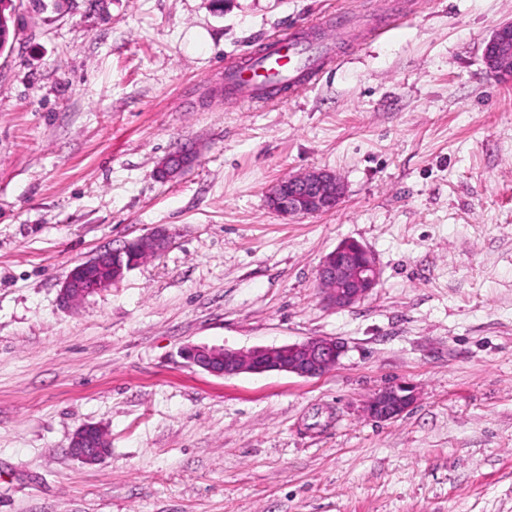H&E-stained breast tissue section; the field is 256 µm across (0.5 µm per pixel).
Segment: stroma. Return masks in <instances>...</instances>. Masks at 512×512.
<instances>
[{"label": "stroma", "mask_w": 512, "mask_h": 512, "mask_svg": "<svg viewBox=\"0 0 512 512\" xmlns=\"http://www.w3.org/2000/svg\"><path fill=\"white\" fill-rule=\"evenodd\" d=\"M0 53V512H512V81L483 50L512 0H15ZM350 16L343 30L329 15ZM310 26L340 64L293 98L224 95L227 58ZM194 163L158 177L168 154ZM335 172L332 212L271 187ZM172 246L59 303L69 272ZM353 239L378 288L327 306ZM327 336L311 379L211 375L188 344ZM411 384L398 419L362 411ZM86 423L109 455L68 448ZM343 185L327 170H311L278 181L268 195L273 210L285 215L328 213L343 197ZM172 242L173 237L168 230L158 226L145 236L127 242L122 248L97 254L69 272L60 290L61 301L70 304L82 300L121 280L127 271L139 264L135 246L160 254L168 250ZM376 256L355 240H345L326 254L317 269L323 301L336 310L369 297L380 282ZM105 445L106 437L103 428L99 424L86 423L74 432L69 452L82 463L93 465L106 457L103 451Z\"/></svg>", "instance_id": "35a3bbf8"}]
</instances>
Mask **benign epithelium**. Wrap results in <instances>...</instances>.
I'll use <instances>...</instances> for the list:
<instances>
[{"mask_svg":"<svg viewBox=\"0 0 512 512\" xmlns=\"http://www.w3.org/2000/svg\"><path fill=\"white\" fill-rule=\"evenodd\" d=\"M487 71L501 81L512 80V21L495 28L484 47ZM195 155L183 150L166 156L159 166V176L172 179L190 167ZM343 197V185L337 175L327 170H311L278 181L268 195L273 210L285 215L328 213L336 209ZM173 237L162 226L75 266L60 290L61 301L70 304L99 293L121 280L138 266L135 247L160 254L168 250ZM323 301L338 310L347 309L369 297L380 282L376 256L355 240H345L326 254L317 269ZM344 352L343 345L332 337H312L303 342L280 346H260L247 351L231 348L188 345L182 357L191 366L224 378L243 373H285L315 378L334 367ZM414 389L407 384L386 386L363 405V411L378 421L399 418L413 404ZM103 428L95 423L80 426L73 434L69 452L87 465L101 462L106 453Z\"/></svg>","mask_w":512,"mask_h":512,"instance_id":"7a95c632","label":"benign epithelium"}]
</instances>
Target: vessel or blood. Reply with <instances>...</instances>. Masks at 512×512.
Segmentation results:
<instances>
[{
	"label": "vessel or blood",
	"mask_w": 512,
	"mask_h": 512,
	"mask_svg": "<svg viewBox=\"0 0 512 512\" xmlns=\"http://www.w3.org/2000/svg\"><path fill=\"white\" fill-rule=\"evenodd\" d=\"M338 58L334 42L313 37L305 29L270 40L248 62L230 61L224 66V90L232 99L260 102L270 99L272 83L295 91L308 85Z\"/></svg>",
	"instance_id": "obj_1"
}]
</instances>
